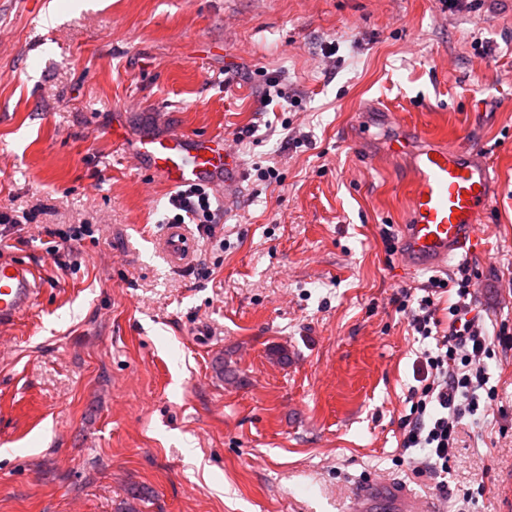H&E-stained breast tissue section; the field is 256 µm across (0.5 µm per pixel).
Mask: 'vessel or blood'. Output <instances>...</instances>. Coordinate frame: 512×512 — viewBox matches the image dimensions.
Wrapping results in <instances>:
<instances>
[{
  "label": "vessel or blood",
  "mask_w": 512,
  "mask_h": 512,
  "mask_svg": "<svg viewBox=\"0 0 512 512\" xmlns=\"http://www.w3.org/2000/svg\"><path fill=\"white\" fill-rule=\"evenodd\" d=\"M134 154L154 180L176 189L202 184L233 199L243 181L239 159L223 134L208 136L169 130L140 139ZM493 168L480 150L461 143H433L414 156L410 168L409 210L402 224L400 256L415 271L448 269L466 263L481 246L477 218L491 209ZM162 246L176 263L189 260L191 243L183 225L169 228ZM42 287L27 262L0 260V324L29 313ZM353 512H434L429 500L406 484L370 481L358 484Z\"/></svg>",
  "instance_id": "1"
}]
</instances>
